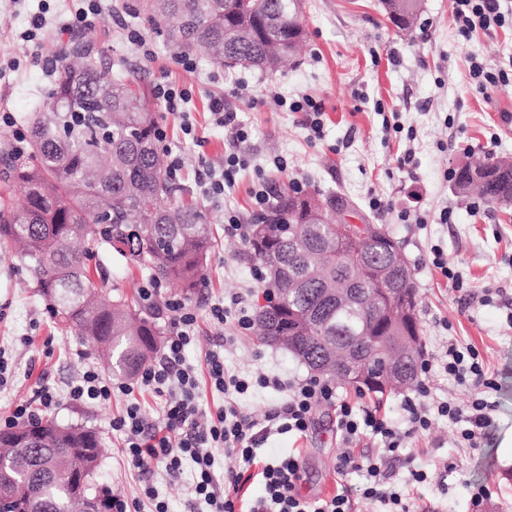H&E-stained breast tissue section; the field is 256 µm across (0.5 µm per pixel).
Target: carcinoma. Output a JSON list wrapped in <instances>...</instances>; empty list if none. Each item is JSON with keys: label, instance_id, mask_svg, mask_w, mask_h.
<instances>
[{"label": "carcinoma", "instance_id": "carcinoma-1", "mask_svg": "<svg viewBox=\"0 0 512 512\" xmlns=\"http://www.w3.org/2000/svg\"><path fill=\"white\" fill-rule=\"evenodd\" d=\"M390 19L411 29L419 0H383ZM298 0H146L134 11L150 30L182 50H202L226 67L275 70L303 40ZM28 150L0 152V178L20 186L25 202L0 200V241L20 245L35 290L48 302L60 329L75 334L107 370L131 376L153 355L160 332L137 301L112 297L90 275L88 260L99 248L129 257L161 281L190 295L202 287L213 246L207 211L176 201L155 135V113L145 87L102 68L80 46L59 53L46 107L27 117ZM492 204H507L502 179L475 186ZM331 207L313 197L279 196L268 218L253 225L250 253L267 271L265 288L278 307L259 312L261 341L277 344L284 330L296 340L288 351L309 370L329 376L327 350L353 338L361 323L375 342L357 352L372 359V376L384 371L376 357L383 336L395 334L387 290L367 283L360 254L372 246L355 239L336 243V225L310 214ZM352 283L371 301L352 315L336 305V280ZM44 438L24 446L18 432L0 433V484L11 486L10 512H87L65 478L83 469L92 481L99 465V436L51 419L37 422Z\"/></svg>", "mask_w": 512, "mask_h": 512}]
</instances>
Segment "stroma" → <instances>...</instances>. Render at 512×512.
I'll return each mask as SVG.
<instances>
[{
    "label": "stroma",
    "instance_id": "1",
    "mask_svg": "<svg viewBox=\"0 0 512 512\" xmlns=\"http://www.w3.org/2000/svg\"><path fill=\"white\" fill-rule=\"evenodd\" d=\"M131 0H101L103 20L86 33V43L106 70H120L135 83L154 89L171 83L185 88L184 113H170L158 101L150 107L165 127L166 150L182 157L178 188L181 196L202 201L214 224L217 243L207 257L205 283L188 303L197 312V339L187 361L202 365L206 353H223L228 367L242 375L272 371L285 378L307 376V368L286 350L261 343L253 331L236 332L231 325L212 323V304L237 295L252 309L264 302V290L253 277L258 267L246 243L223 232L224 213L232 210L253 222L252 188L255 168H264L270 186L283 190L302 180L306 191L336 196L338 223L378 224L398 242L412 271L417 291L418 321L424 353L448 340L477 348L497 389L493 422L477 450L458 444V431L436 422L430 431L402 449L390 469L393 485L404 486L412 468L426 470L428 480L411 493L415 512H512V453L501 448L512 429V205L483 204L473 211V197L456 193L448 170L470 157H512V83L488 94L476 92L467 75L471 58L495 65L512 57V28L458 35L450 0H422L419 25L404 34L391 26L382 0H303L302 23L308 33L296 57L274 71L228 69L201 53L187 71L176 61L177 48L151 33L130 10ZM84 0H0V113H13L17 122L43 108L52 78L33 63L31 47L21 35L34 15L45 17L46 42L51 51L67 44L56 30L59 19L84 7ZM142 43H135L134 35ZM242 95H231L235 84ZM294 99L309 94L323 101L324 137L310 140L305 116L275 105L272 95ZM226 96L249 130L248 139L233 145L210 111L214 97ZM395 114L404 133L386 132L384 113ZM413 151V163L399 167L397 159ZM245 156L233 191L216 199L201 188L203 168L219 167L225 154ZM280 156L286 172L270 169ZM392 201L391 211L369 206L371 198ZM450 209L449 223L433 218ZM403 211L430 216L427 224H407ZM444 251L449 267L464 277V289L450 282L429 260L431 246ZM109 288L138 292L148 272L113 251L95 258ZM0 354L12 378L0 387V413L29 399L40 385H49L58 402L49 415L63 426L97 432L102 439L97 490L130 498L139 496L138 475L128 469L113 435L111 420L125 405L75 403L68 387L91 361L73 336L52 322L46 301L36 294L31 273L15 250L0 243ZM299 449L304 460L300 493L324 498L336 491V456L341 442L335 413L316 411L307 436L272 434L258 449L272 458ZM485 486L488 497L473 505L471 492Z\"/></svg>",
    "mask_w": 512,
    "mask_h": 512
}]
</instances>
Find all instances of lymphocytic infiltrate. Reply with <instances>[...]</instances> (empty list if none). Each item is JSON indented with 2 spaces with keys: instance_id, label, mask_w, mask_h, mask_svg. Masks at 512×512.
Here are the masks:
<instances>
[{
  "instance_id": "1",
  "label": "lymphocytic infiltrate",
  "mask_w": 512,
  "mask_h": 512,
  "mask_svg": "<svg viewBox=\"0 0 512 512\" xmlns=\"http://www.w3.org/2000/svg\"><path fill=\"white\" fill-rule=\"evenodd\" d=\"M452 18L458 34L470 37L479 30L501 28L512 21V8L504 0H451ZM167 310L176 317L162 347L159 360L146 363L139 374L127 382L105 378L95 366H87L70 385L68 396L79 403H108L126 398L122 413L113 417V432L122 437L129 467L141 476L152 473V464L164 465L168 475L182 474L184 462L196 466V477L187 500L188 512H198V502H205L211 512H354L355 503H381L391 512H410L402 491L388 485L385 464L396 456L408 440L430 430L434 419L460 429L467 448L477 449L481 433L491 424L494 405L489 400L496 381L489 376L479 351L470 345L449 342L440 358H421L418 372L425 379L442 370L446 378L468 387L466 404L433 396L425 384L404 396L398 418H390L366 407H357L342 399L337 386L327 378L309 375L302 379L283 378L260 373L243 376L229 370L223 354L212 351L204 360L210 385L221 393L224 403L215 420L204 421L196 371L186 365L187 349L196 340L198 315L184 300L170 298ZM271 388L283 392L280 406L256 419L241 408L239 400L256 389ZM152 391L165 400L163 422H148L135 393ZM57 396L46 385L38 387L32 398L13 406L9 415L0 416V429L39 420L40 410L55 406ZM336 411V433L344 449L336 457V492L326 499L307 500L297 492L302 460L294 452L281 459H263L258 445L270 432L307 434L317 409ZM371 436L382 443L375 455L354 454L350 446ZM223 448L232 458L233 467L217 474L213 468L212 449ZM363 473L364 483L352 489L348 474ZM263 484L262 496L247 500L242 490L248 481Z\"/></svg>"
}]
</instances>
